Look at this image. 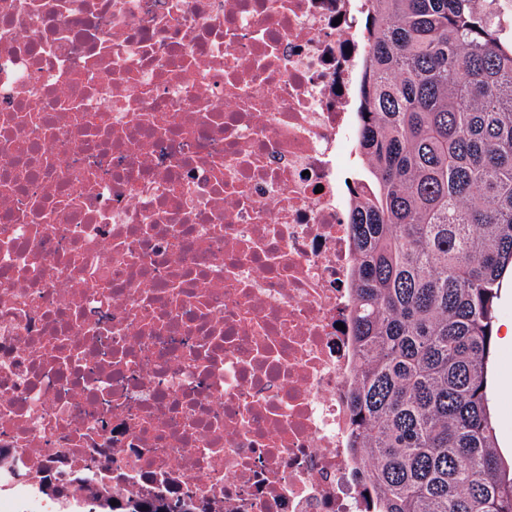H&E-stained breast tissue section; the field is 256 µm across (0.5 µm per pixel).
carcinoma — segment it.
Listing matches in <instances>:
<instances>
[{
  "label": "carcinoma",
  "instance_id": "obj_1",
  "mask_svg": "<svg viewBox=\"0 0 512 512\" xmlns=\"http://www.w3.org/2000/svg\"><path fill=\"white\" fill-rule=\"evenodd\" d=\"M496 2L375 0L365 18L348 408L371 512H512L487 384L512 271V39Z\"/></svg>",
  "mask_w": 512,
  "mask_h": 512
}]
</instances>
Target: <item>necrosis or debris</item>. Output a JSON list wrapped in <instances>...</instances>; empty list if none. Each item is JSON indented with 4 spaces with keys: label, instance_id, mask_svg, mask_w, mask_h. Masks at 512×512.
<instances>
[{
    "label": "necrosis or debris",
    "instance_id": "obj_1",
    "mask_svg": "<svg viewBox=\"0 0 512 512\" xmlns=\"http://www.w3.org/2000/svg\"><path fill=\"white\" fill-rule=\"evenodd\" d=\"M371 0H0V512L51 482L364 512L347 172Z\"/></svg>",
    "mask_w": 512,
    "mask_h": 512
}]
</instances>
